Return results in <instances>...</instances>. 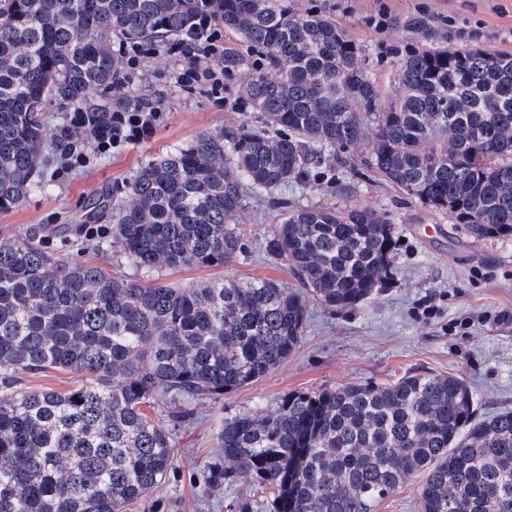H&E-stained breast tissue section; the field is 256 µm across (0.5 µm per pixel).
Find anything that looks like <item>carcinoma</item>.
Returning a JSON list of instances; mask_svg holds the SVG:
<instances>
[{
	"mask_svg": "<svg viewBox=\"0 0 512 512\" xmlns=\"http://www.w3.org/2000/svg\"><path fill=\"white\" fill-rule=\"evenodd\" d=\"M202 16L240 36L244 50L220 45L207 60L229 77L251 65L239 97L252 116L143 165L123 199L85 198L134 266L234 262L244 187L334 171L365 140L371 168L471 237L512 236V55L422 47L397 63L398 93L378 112L381 90L348 31L293 0H0V211L47 191L42 159L65 156L120 107L128 54L180 41L195 63ZM68 111L84 114L80 129L49 127L47 113ZM281 205L264 250L297 288L145 286L27 235L0 239V512H127L166 479L186 418L145 408L253 383L296 350L309 299L352 307L388 277L398 236L378 211ZM51 371L77 386L17 384ZM219 440L223 463L206 482L247 476L268 490L269 512H375L414 474L420 512H512V410L478 416L457 376L289 392L224 420Z\"/></svg>",
	"mask_w": 512,
	"mask_h": 512,
	"instance_id": "carcinoma-1",
	"label": "carcinoma"
}]
</instances>
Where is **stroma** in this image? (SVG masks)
<instances>
[{
	"label": "stroma",
	"mask_w": 512,
	"mask_h": 512,
	"mask_svg": "<svg viewBox=\"0 0 512 512\" xmlns=\"http://www.w3.org/2000/svg\"><path fill=\"white\" fill-rule=\"evenodd\" d=\"M433 11L450 13L485 25L477 46L492 53H512L505 38L512 31V0H427ZM373 0H356L355 14L340 18L360 47L369 77L383 90L379 107H386L394 90L393 66L398 57L442 40L401 24L386 36L367 29L363 15ZM397 54L383 53L382 44ZM171 56L146 57L136 69L132 94L164 93L166 108L148 140L107 154H93L88 143L85 165L60 173L47 169L51 187L29 194L15 207L0 211V239L29 233L46 250L104 266L112 275L152 284L120 255L111 235L93 240L84 227L89 218L84 199L101 188L120 186L148 160L189 144L201 133L230 129L242 113L218 110L201 90L188 93L167 83L181 69ZM369 144L348 153L347 166L337 168L335 181L320 178L277 189L276 193L246 189V207L237 218L248 252L221 268L162 270L163 282L182 286L216 277L252 280L272 278L285 285L294 280L284 265L264 252L263 241L281 216L273 197L291 208L333 206L348 210L369 206L393 220L399 232L392 257V274L369 299L347 309H329L310 302L300 347L260 380L224 394L217 400L186 403L189 418L173 437L174 466L164 483L129 512H235L246 504L261 512L265 492L251 479L237 477L209 490L204 480L219 460L217 432L225 417L257 407L269 408L285 393L319 391L361 383H388L411 373L461 377L474 392L479 415L512 410V328L492 317L512 309V237L476 240L466 236L442 210L409 197L369 170ZM441 306L432 319L422 317L429 299Z\"/></svg>",
	"instance_id": "35a3bbf8"
}]
</instances>
